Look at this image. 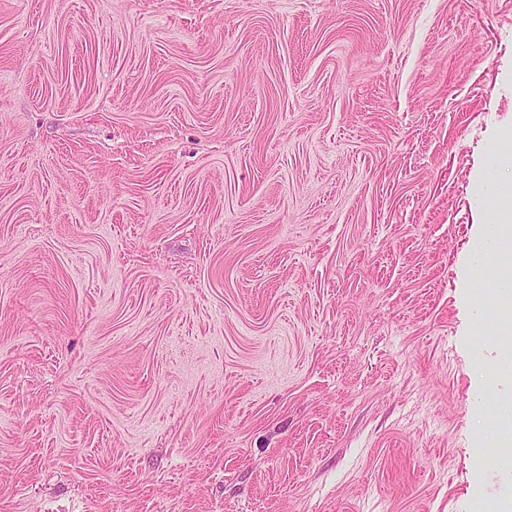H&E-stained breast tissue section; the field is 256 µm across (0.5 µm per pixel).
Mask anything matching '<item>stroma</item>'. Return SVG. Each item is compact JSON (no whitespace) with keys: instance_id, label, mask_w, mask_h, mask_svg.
<instances>
[{"instance_id":"stroma-1","label":"stroma","mask_w":512,"mask_h":512,"mask_svg":"<svg viewBox=\"0 0 512 512\" xmlns=\"http://www.w3.org/2000/svg\"><path fill=\"white\" fill-rule=\"evenodd\" d=\"M511 132L512 0H0V512H512ZM496 222L500 224V232L494 238L495 246L500 254L512 255V186L500 188L491 202ZM496 288H494L495 309L499 317H505L509 320V311L511 308L512 316V283L511 279L505 280L501 278L500 273L497 272L494 279ZM511 319L509 320L510 324Z\"/></svg>"}]
</instances>
